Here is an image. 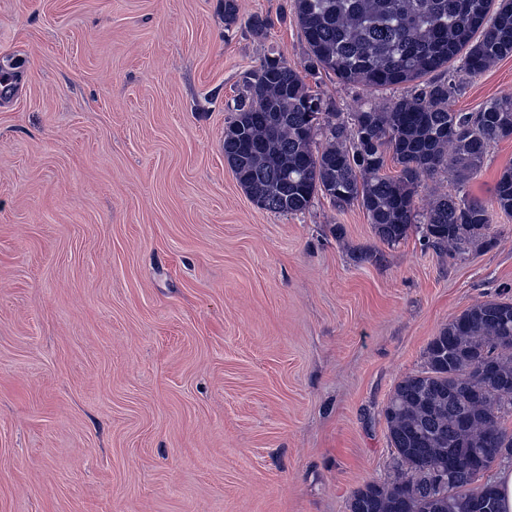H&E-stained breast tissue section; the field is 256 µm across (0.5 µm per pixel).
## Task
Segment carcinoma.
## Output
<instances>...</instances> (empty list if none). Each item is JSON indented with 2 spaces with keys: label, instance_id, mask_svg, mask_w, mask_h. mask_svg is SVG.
<instances>
[{
  "label": "carcinoma",
  "instance_id": "obj_1",
  "mask_svg": "<svg viewBox=\"0 0 512 512\" xmlns=\"http://www.w3.org/2000/svg\"><path fill=\"white\" fill-rule=\"evenodd\" d=\"M308 47L304 72L270 53L246 76L228 109L224 159L247 196L277 214L306 211L316 194L341 209L360 206L378 238L396 245L412 232L456 257L489 247L488 206L457 193L418 211L421 178L439 172L463 186L488 148L512 137V95L478 112H457L448 64L470 76L512 56V0H294ZM332 73L345 84L381 89L415 83L389 107L367 105L340 120L305 76ZM321 107L324 125L312 122ZM399 174H383L387 158ZM493 203L512 214V167ZM478 302L428 344L423 370L403 377L384 407L394 477L355 491L349 512H499L480 476L486 449L512 456V311ZM448 473L438 487L434 472Z\"/></svg>",
  "mask_w": 512,
  "mask_h": 512
}]
</instances>
